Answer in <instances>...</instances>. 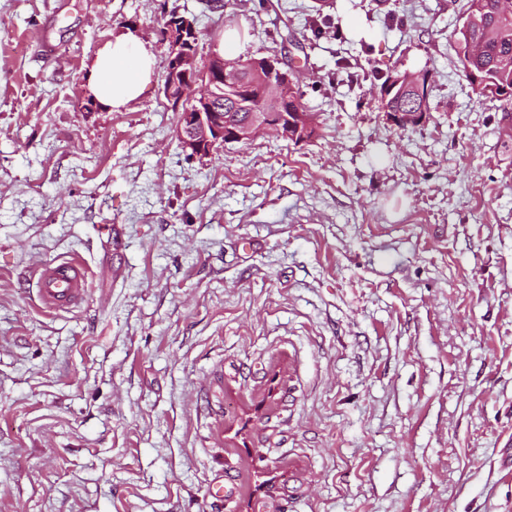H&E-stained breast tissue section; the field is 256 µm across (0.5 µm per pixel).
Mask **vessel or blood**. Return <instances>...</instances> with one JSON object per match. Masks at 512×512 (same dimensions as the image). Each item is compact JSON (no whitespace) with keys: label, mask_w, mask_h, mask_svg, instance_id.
<instances>
[{"label":"vessel or blood","mask_w":512,"mask_h":512,"mask_svg":"<svg viewBox=\"0 0 512 512\" xmlns=\"http://www.w3.org/2000/svg\"><path fill=\"white\" fill-rule=\"evenodd\" d=\"M32 279L39 302L51 313L81 305L90 288L88 269L78 258L45 263L34 272Z\"/></svg>","instance_id":"obj_1"}]
</instances>
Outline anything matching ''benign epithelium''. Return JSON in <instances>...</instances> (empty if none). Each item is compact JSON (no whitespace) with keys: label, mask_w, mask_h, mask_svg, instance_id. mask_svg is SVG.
<instances>
[{"label":"benign epithelium","mask_w":512,"mask_h":512,"mask_svg":"<svg viewBox=\"0 0 512 512\" xmlns=\"http://www.w3.org/2000/svg\"><path fill=\"white\" fill-rule=\"evenodd\" d=\"M159 36L169 46L162 92L178 112L177 137L187 155L202 157L218 145L246 143L268 132L295 144L315 136L313 114L294 110V99L288 96V86L294 80L292 74L277 67L279 58L252 61L250 70L266 74V88L256 97L253 85L242 79L239 71L228 70L223 58L214 56L206 65L198 64L194 19L181 15L160 28ZM422 95V80H406L401 75L391 77L380 88L385 102L418 99ZM242 106L250 109L244 121H224L226 108ZM384 112L390 122L402 128L420 124L427 115L425 111L405 112L388 107Z\"/></svg>","instance_id":"1"}]
</instances>
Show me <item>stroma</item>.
Segmentation results:
<instances>
[{"label":"stroma","mask_w":512,"mask_h":512,"mask_svg":"<svg viewBox=\"0 0 512 512\" xmlns=\"http://www.w3.org/2000/svg\"><path fill=\"white\" fill-rule=\"evenodd\" d=\"M464 4L0 0V512H512V138ZM173 11L199 64L234 28L293 67L314 138L187 157ZM127 29L151 84L87 104ZM382 70L429 76L418 126ZM73 256L86 302L44 312L31 274Z\"/></svg>","instance_id":"1"}]
</instances>
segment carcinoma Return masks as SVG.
<instances>
[{
  "label": "carcinoma",
  "instance_id": "cac0c4a2",
  "mask_svg": "<svg viewBox=\"0 0 512 512\" xmlns=\"http://www.w3.org/2000/svg\"><path fill=\"white\" fill-rule=\"evenodd\" d=\"M499 0H466L463 22L457 32L461 73L479 99L499 102L502 120L512 121V15L500 13ZM478 74L494 86L475 85Z\"/></svg>",
  "mask_w": 512,
  "mask_h": 512
}]
</instances>
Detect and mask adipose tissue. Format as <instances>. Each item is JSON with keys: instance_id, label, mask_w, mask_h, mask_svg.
Wrapping results in <instances>:
<instances>
[{"instance_id": "obj_1", "label": "adipose tissue", "mask_w": 512, "mask_h": 512, "mask_svg": "<svg viewBox=\"0 0 512 512\" xmlns=\"http://www.w3.org/2000/svg\"><path fill=\"white\" fill-rule=\"evenodd\" d=\"M156 66L154 52L136 33L115 34L89 65L88 93L102 106L124 108L142 95Z\"/></svg>"}]
</instances>
